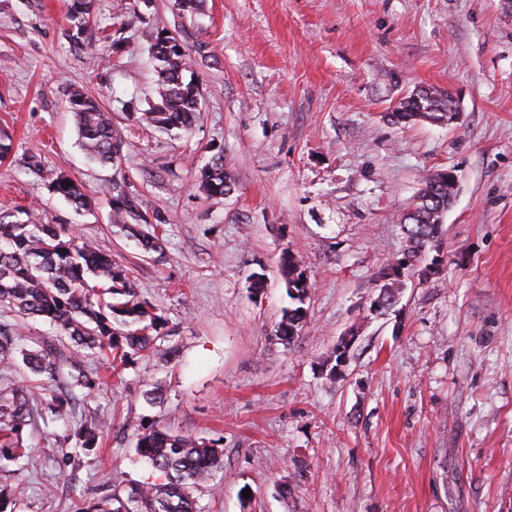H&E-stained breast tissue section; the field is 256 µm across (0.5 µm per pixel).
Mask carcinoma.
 <instances>
[{
	"label": "carcinoma",
	"instance_id": "carcinoma-1",
	"mask_svg": "<svg viewBox=\"0 0 512 512\" xmlns=\"http://www.w3.org/2000/svg\"><path fill=\"white\" fill-rule=\"evenodd\" d=\"M95 11V0H73L69 19V39L82 44L84 32ZM159 62L156 70L157 101L137 113L135 120L165 131L189 132L200 105L199 85L184 79L189 69V54L181 40L161 31L151 45ZM451 96L447 92L420 90L400 103L391 113L397 122L410 120L421 109L435 119L448 117ZM68 108L74 116L78 140L87 158L100 165H115L121 157V142L112 125V114L98 99L74 89ZM234 179L224 169L223 152L212 156L201 170V187L210 197L224 196L232 190ZM50 191L75 209L89 204L80 185L60 173L50 181ZM110 205L118 218L126 214L139 222L128 227L138 247L145 253L160 249L158 228L165 223L161 213L144 209L125 194L112 195ZM448 211V181L443 176L428 177L404 218L409 246L401 257L380 273L378 300L386 309L393 305L398 286L392 279L396 268L412 270L422 280L425 255L440 250L441 218ZM280 268L290 305L283 310L274 336L283 345H292L300 337L308 309V284L301 262L290 251L282 253ZM107 284L101 298L90 279ZM0 307L22 318H40L68 338L73 357L112 350L113 360L122 363L148 351L161 334L163 318L156 307L140 299L127 271L101 251L62 224H28L14 219V212L0 208ZM16 332L0 324V364L13 363ZM22 362L42 382V387L56 380L66 358L55 360L43 349H23ZM73 385L89 392L103 385L99 377L82 372L70 374ZM71 397L52 400L47 412L40 414L44 423H53L70 408ZM35 414L32 386L22 385L0 395V460L15 461L20 455V436ZM77 445L91 451L98 443L96 426L76 431ZM137 453L162 476L159 483H145L130 488L126 497L114 492L89 506L88 512H198L192 497L194 488L209 479L222 464V452L216 442L152 428L142 432Z\"/></svg>",
	"mask_w": 512,
	"mask_h": 512
}]
</instances>
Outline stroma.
Segmentation results:
<instances>
[{
    "label": "stroma",
    "mask_w": 512,
    "mask_h": 512,
    "mask_svg": "<svg viewBox=\"0 0 512 512\" xmlns=\"http://www.w3.org/2000/svg\"><path fill=\"white\" fill-rule=\"evenodd\" d=\"M173 2L97 0L76 49L70 0H0V131L13 141L0 206L111 252L166 332L117 369L82 358L105 383L77 391L67 420L25 428L19 461L0 463L12 512H82L160 481L136 451L152 427L221 449L193 491L199 512H512V0H204L196 16ZM161 30L182 40L201 89L188 134L131 118L156 98ZM421 87L453 93L459 119L391 122ZM75 88L111 111L117 167L80 149ZM219 150L235 185L209 197L199 170ZM30 153L82 184L92 209L52 194L25 169ZM448 169L441 271L406 275L394 305L371 311L406 246L403 215ZM116 186L164 215L159 251L115 224ZM286 250L309 285L287 347L273 335ZM97 421L84 452L75 431Z\"/></svg>",
    "instance_id": "1"
}]
</instances>
